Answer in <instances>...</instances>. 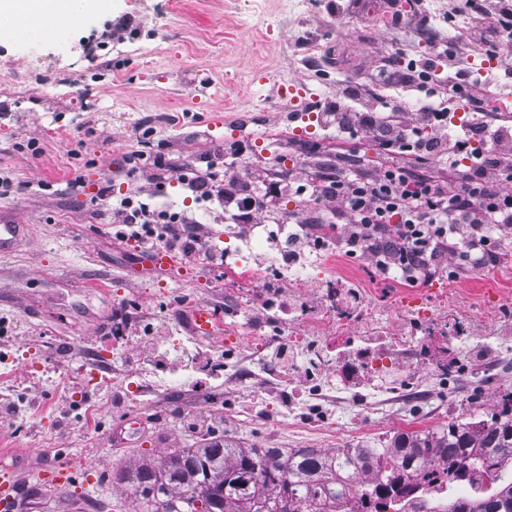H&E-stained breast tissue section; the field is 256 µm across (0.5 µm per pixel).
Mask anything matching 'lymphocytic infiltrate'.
<instances>
[{"instance_id":"obj_1","label":"lymphocytic infiltrate","mask_w":512,"mask_h":512,"mask_svg":"<svg viewBox=\"0 0 512 512\" xmlns=\"http://www.w3.org/2000/svg\"><path fill=\"white\" fill-rule=\"evenodd\" d=\"M469 9L492 16L496 39L486 56L512 75V0H470ZM433 79L444 90L441 104L424 107L414 119L347 111L336 120L342 132H371L392 164L373 175L340 168L310 184L315 201L335 203L348 242H370L369 255L385 274L439 270L450 255L460 257L465 268L495 262L502 238L512 234V193L503 189L512 180V138L484 122L464 121L451 130L448 119L462 99V86L458 77L440 72ZM404 154L412 164L395 163ZM433 157L447 163L448 178L428 171ZM193 188L205 201H216L235 224L247 223L249 209L268 208L282 191L276 182L264 191L249 181L227 188L213 177L196 178ZM166 215L163 207L125 200L110 208L109 221L124 226L121 240L139 247L174 248L184 237L199 241L207 234L196 216L178 214L169 224Z\"/></svg>"}]
</instances>
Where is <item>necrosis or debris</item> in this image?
<instances>
[{
    "label": "necrosis or debris",
    "instance_id": "1",
    "mask_svg": "<svg viewBox=\"0 0 512 512\" xmlns=\"http://www.w3.org/2000/svg\"><path fill=\"white\" fill-rule=\"evenodd\" d=\"M224 254L242 274L256 280L270 298L266 318L246 322L236 331L243 344L270 347L285 344L300 353V368L285 394L286 401L304 402L311 413H319L328 390H335L339 402L358 405L366 399L365 381L392 375L384 400H397L417 391V380L457 375L459 362L430 358L427 339L441 337L447 348L468 341L474 334L467 312L449 307L447 316L424 307L423 298L412 291L402 303L403 327L392 330L380 313L375 297L362 288H340L321 264L307 262L304 252L282 248L266 264L253 263L261 237L243 238L233 231L224 233ZM209 352L186 346L173 339L185 371L209 377L222 376L225 358L224 335L212 332ZM132 346L129 337L115 334L108 349L93 348L85 359L81 376L94 398L77 399L76 404L89 424H97L112 410V389L142 390L146 383L165 386L164 377L146 380L134 366L116 369L111 352ZM111 386H103V376Z\"/></svg>",
    "mask_w": 512,
    "mask_h": 512
}]
</instances>
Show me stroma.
Masks as SVG:
<instances>
[{
    "instance_id": "1",
    "label": "stroma",
    "mask_w": 512,
    "mask_h": 512,
    "mask_svg": "<svg viewBox=\"0 0 512 512\" xmlns=\"http://www.w3.org/2000/svg\"><path fill=\"white\" fill-rule=\"evenodd\" d=\"M369 2L301 0L293 24L283 23L271 7L254 13L250 0H102L77 9L75 21L52 35L31 22L0 23V58L14 65L8 82L33 72L91 92L87 105L67 95L0 93V169L16 186L0 198V224L27 226L14 248L0 254V318L9 334L0 354L22 345L37 360L13 369L11 382L21 387L26 405L15 413L13 427L0 428V471H11L16 486L37 491L33 502L13 512H92V502L130 494V486L115 478L120 470L155 464L171 448L201 445L186 427L192 416L212 419L214 436L244 448L325 450L451 422L487 421L512 395V319L501 314L502 306H512V242L503 243L496 263L416 283L384 278L369 259L340 249L322 257L325 270L353 287L375 289L392 326L400 325V300L412 289L433 303L467 310L476 326L497 324L483 344H459L457 354L471 363V376L445 385L427 379L431 396L415 405L416 420L358 407L332 411L315 427L303 423L300 409L264 400L244 413L240 406L252 392L231 369L222 380L186 388L176 398L161 389L145 402L126 401L96 427L75 418L70 431L59 428V401L82 389L77 370L84 353L106 345L116 326H124L134 352L151 349L152 359L141 368L152 371L172 364V334L203 345L176 320L179 301L216 307L222 324L233 311L248 320L262 315L253 283L229 266L202 256L176 258L170 271L143 264L140 250L120 242L118 225L107 223L103 187L116 198L151 192L156 204L199 213L207 202L180 182L187 162L217 173L243 167L259 178L280 162L297 181L262 219L277 224L278 208L286 203L293 204L294 217L287 233L270 236L257 252L263 263L288 233L304 229L316 237L336 219L335 203H298L299 185L336 166L334 121L310 125L295 109L278 111L270 97L278 83L303 90L320 75L324 109L359 103L400 114L407 99L430 98L433 88L387 83L382 72L389 60L405 71L433 61L485 80L486 96L512 106V78L482 69L484 45L462 18H446L456 0H432L437 19L423 40L410 24L362 39L358 24ZM301 30L320 34L325 50L318 60L302 62L292 52ZM442 44L451 58L436 59L433 48ZM140 46L152 49L151 58L137 54ZM213 120L221 128L211 129ZM31 138L42 148L36 160L22 148ZM75 179L81 185L73 190ZM63 336L77 337L76 348L49 359L48 350ZM58 464L70 468L71 485L43 486L40 472Z\"/></svg>"
}]
</instances>
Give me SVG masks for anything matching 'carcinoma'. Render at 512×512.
<instances>
[{"label":"carcinoma","instance_id":"1","mask_svg":"<svg viewBox=\"0 0 512 512\" xmlns=\"http://www.w3.org/2000/svg\"><path fill=\"white\" fill-rule=\"evenodd\" d=\"M512 396L508 406L475 427L399 432L378 445L331 453L316 448H241L215 440L175 448L158 466L122 470L116 479L135 490V512H336L348 486L363 474L378 479L369 496L395 495L404 512H512ZM442 464L436 473L432 463ZM466 484L474 494L431 506L435 475Z\"/></svg>","mask_w":512,"mask_h":512}]
</instances>
